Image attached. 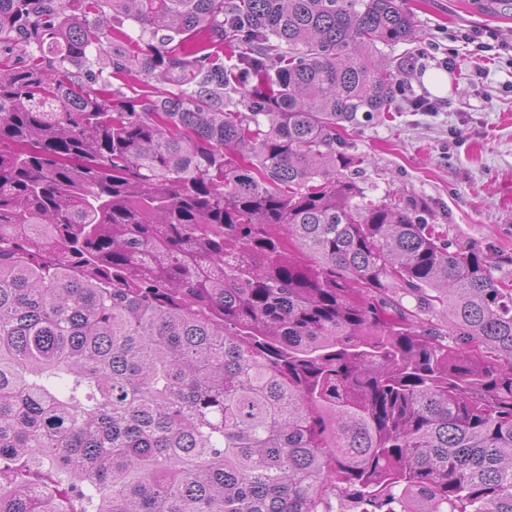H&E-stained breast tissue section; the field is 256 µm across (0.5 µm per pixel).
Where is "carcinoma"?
I'll list each match as a JSON object with an SVG mask.
<instances>
[{
    "label": "carcinoma",
    "mask_w": 512,
    "mask_h": 512,
    "mask_svg": "<svg viewBox=\"0 0 512 512\" xmlns=\"http://www.w3.org/2000/svg\"><path fill=\"white\" fill-rule=\"evenodd\" d=\"M416 32L0 0V512H512V271L342 136Z\"/></svg>",
    "instance_id": "cac0c4a2"
}]
</instances>
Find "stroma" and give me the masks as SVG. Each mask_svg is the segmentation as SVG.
<instances>
[{
  "mask_svg": "<svg viewBox=\"0 0 512 512\" xmlns=\"http://www.w3.org/2000/svg\"><path fill=\"white\" fill-rule=\"evenodd\" d=\"M409 4L418 33L391 50L417 61L402 79L403 109L350 129L349 139L380 190L425 200L449 240L511 259L512 19L484 0ZM442 68L448 92L437 111H415L413 100L430 94L424 75Z\"/></svg>",
  "mask_w": 512,
  "mask_h": 512,
  "instance_id": "35a3bbf8",
  "label": "stroma"
}]
</instances>
